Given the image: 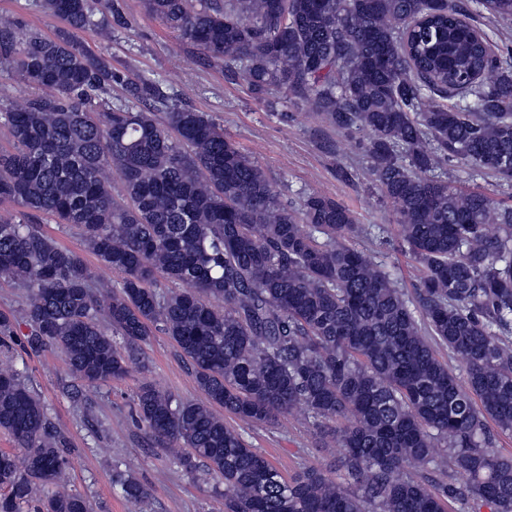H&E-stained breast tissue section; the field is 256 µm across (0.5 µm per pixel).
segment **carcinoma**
<instances>
[{
	"instance_id": "obj_1",
	"label": "carcinoma",
	"mask_w": 512,
	"mask_h": 512,
	"mask_svg": "<svg viewBox=\"0 0 512 512\" xmlns=\"http://www.w3.org/2000/svg\"><path fill=\"white\" fill-rule=\"evenodd\" d=\"M143 9L262 98L310 103L360 147L389 222L418 264L407 295L350 239L355 215L309 193L295 209L183 87L140 81L78 34L129 26L121 0H40L65 28L23 34L0 18V65L35 95L4 113L16 151L0 155V199L78 230L120 289L37 225L0 221V277L28 289L0 313V344L53 348L100 385L169 336L202 398L151 385L140 421L188 473L224 480V512H449L472 500L512 512V202L464 189L512 182V45L472 24L512 19V0H142ZM122 97H111L112 86ZM119 170L112 194L107 172ZM174 287L163 289L158 277ZM457 357L458 377L441 352ZM247 423L298 414L338 444L336 477L284 476L215 407ZM0 512H91L64 487L67 440L23 373L0 367ZM115 485L141 506L132 476Z\"/></svg>"
}]
</instances>
